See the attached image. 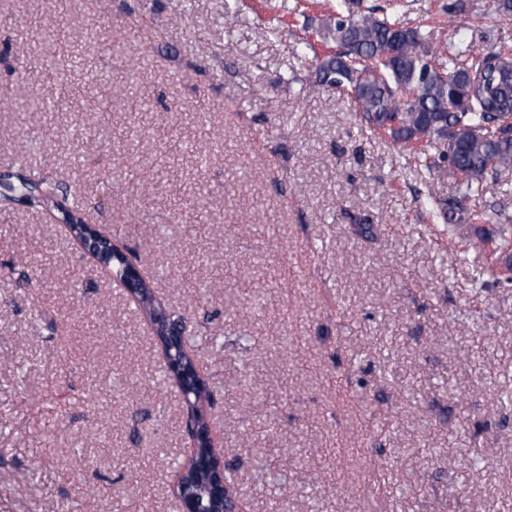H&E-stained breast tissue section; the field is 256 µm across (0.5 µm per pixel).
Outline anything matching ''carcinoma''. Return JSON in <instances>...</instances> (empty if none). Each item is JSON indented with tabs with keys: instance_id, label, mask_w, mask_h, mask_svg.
Instances as JSON below:
<instances>
[{
	"instance_id": "obj_1",
	"label": "carcinoma",
	"mask_w": 512,
	"mask_h": 512,
	"mask_svg": "<svg viewBox=\"0 0 512 512\" xmlns=\"http://www.w3.org/2000/svg\"><path fill=\"white\" fill-rule=\"evenodd\" d=\"M386 2L356 15L355 0H337L333 27L339 50L311 57L307 43L299 57L315 67L316 86L353 92L360 126L413 152L421 172L446 170L458 178V190L446 199L428 189L431 216L452 231L474 229L475 247L485 243L481 225H496L502 259L511 269L512 217L504 207L475 210L468 200L482 192L489 172L512 171V46L471 55L440 53L430 33L388 19L387 13L406 7L403 0ZM44 182L32 163L0 173V205L46 206ZM66 195L71 202L59 220L72 232L86 200L77 185Z\"/></svg>"
}]
</instances>
